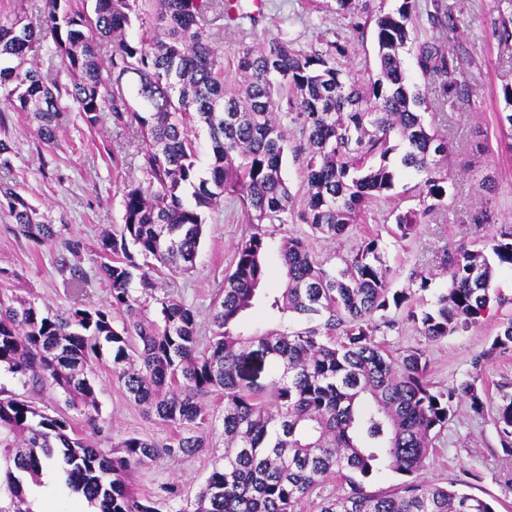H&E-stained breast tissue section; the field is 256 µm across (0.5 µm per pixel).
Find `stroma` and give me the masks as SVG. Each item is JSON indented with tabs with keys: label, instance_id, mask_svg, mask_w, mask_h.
I'll use <instances>...</instances> for the list:
<instances>
[{
	"label": "stroma",
	"instance_id": "35a3bbf8",
	"mask_svg": "<svg viewBox=\"0 0 512 512\" xmlns=\"http://www.w3.org/2000/svg\"><path fill=\"white\" fill-rule=\"evenodd\" d=\"M442 2L458 28L457 39L447 45L448 52L465 51L472 56L465 75L477 94L474 102H459L425 115L426 123L447 137L450 148L448 167L453 184L443 207L431 212L413 236L397 238L393 233L396 211L419 206L411 192L417 177L402 168L390 198L372 206L362 223L337 240L314 237L308 225L298 222L266 227L271 245H278L286 236L302 238L329 270L342 268L365 238L378 237L392 270L391 288L410 293L420 308L430 307L447 290L450 280L444 259L448 252L462 245L482 247L497 227L512 224V150L507 149L500 130L501 91L512 86V43H499L493 34L495 22L512 14V0ZM280 35L294 39L307 51L322 49L329 41L348 45L349 55L342 65L355 81L367 82L375 72L372 29L356 31L351 18L337 11L336 0H264L259 22H225L219 45L225 61L230 62L239 48ZM36 129L32 114L0 111V138L10 139L14 147L11 167L0 168V178L16 182L21 193L60 229L62 238L79 239L83 248L79 254L66 256L60 244H34L0 214V293L24 297L42 308H67L70 300L59 267L64 257L80 266L88 278L86 304L100 305L109 297V285L98 275V266L105 259L101 238L123 222L120 185L130 178L142 179L139 164L144 143L109 117L98 128H88L76 112L68 114L54 144L42 143ZM485 209L490 212L489 223H475V216ZM205 223L193 271L175 274L164 270L157 275L161 288L194 308L204 336L209 333V310L224 287L225 275L233 269L236 247L251 232L239 201L229 198L206 213ZM506 313H512V306L491 311L477 327L431 341L407 320L406 309H394L390 316L395 327L376 335L392 356L409 350L422 352L428 362V379L436 388L444 390L467 379L475 382L484 401L483 411L474 412L465 402L455 404L447 425L433 441L420 476L442 486L467 483L470 493L490 501L497 512H512V453L502 447L494 424L501 393L512 392V354L491 357L478 371L472 360L489 348ZM93 380L103 428L98 446L103 452H111L113 438L123 434L162 440L174 433V426L145 415L128 400L112 376L111 350L103 351ZM0 389L27 396L47 412L66 415L78 433L87 430L83 415L70 408L58 391L32 390L4 369L0 370ZM213 465L210 455L164 458L139 466L133 481L140 494L150 495L174 480L185 496L192 497ZM42 480L56 489L46 502L39 486H30L29 499L42 512H91L87 501L60 484L56 473H44Z\"/></svg>",
	"mask_w": 512,
	"mask_h": 512
}]
</instances>
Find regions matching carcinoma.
I'll use <instances>...</instances> for the list:
<instances>
[{
	"label": "carcinoma",
	"mask_w": 512,
	"mask_h": 512,
	"mask_svg": "<svg viewBox=\"0 0 512 512\" xmlns=\"http://www.w3.org/2000/svg\"><path fill=\"white\" fill-rule=\"evenodd\" d=\"M43 0L39 27L22 18L0 20V103L31 112L45 144L56 140L65 114L79 112L96 128L108 113L130 118L145 142L139 168L145 180L123 184L124 224L102 238L109 261L99 268L109 299L83 302L87 278L79 267L66 279L69 307L52 311L18 297H0V366L24 382L62 392L96 434L99 405L91 375L102 350H112V372L130 402L158 420L183 427L165 440L125 435L112 455L75 433L70 421L33 402L0 397V512H32L23 476L38 482L43 470L65 464L66 483L96 512H298L328 478L342 492L323 499L320 512H496L492 504L459 489L409 476L426 466L436 430L456 402L479 413L483 401L464 380L436 391L421 353L392 357L375 341L390 328V307L411 300L390 288L376 237L365 239L336 273L324 268L300 238L278 247L283 287L264 291L270 242L264 224H286L295 215L325 240L362 222L370 206L394 188L390 154L421 176V209L396 216V235H413L421 218L448 195V141L428 128L421 111L427 97L411 90L402 53L414 52L422 78L438 84L441 99L470 101L473 88L455 77L459 65L442 37L454 24L441 0L427 20L438 36L413 37L419 0H400L392 11L370 9V0H336L357 21L373 23L376 77L359 86L337 57L348 48L298 50L273 37L238 53L232 68L215 46L229 14L228 0ZM138 25L137 40L127 32ZM52 40L70 82L47 78L32 65ZM136 79L141 109L126 97ZM295 113L303 137L304 206L282 175L288 128L282 106ZM206 127L209 176L199 170L193 130ZM192 197L193 202L186 201ZM239 200L253 231L236 249L234 270L211 314V334L199 333L192 307L158 295L154 273H188L196 264L203 214L227 197ZM0 210L19 233L38 245L58 241L15 183L0 181ZM146 261L141 263L138 256ZM450 286L429 310L408 311L417 331L439 340L476 325L493 309L512 304L493 288L501 269H512V225L502 224L487 246L446 255ZM158 307L159 319L148 305ZM275 325L243 331L258 304ZM295 316L306 327L288 325ZM512 352V316L503 320L474 370L495 354ZM269 361L268 383L247 373L254 354ZM224 392L220 436L224 453L194 500L181 502L179 485L165 483L154 496L138 494L131 472L157 458L178 460L215 448L193 426L208 419L201 398ZM503 448H512V395L504 394L495 418ZM388 468L407 480L385 492L366 483Z\"/></svg>",
	"instance_id": "cac0c4a2"
}]
</instances>
